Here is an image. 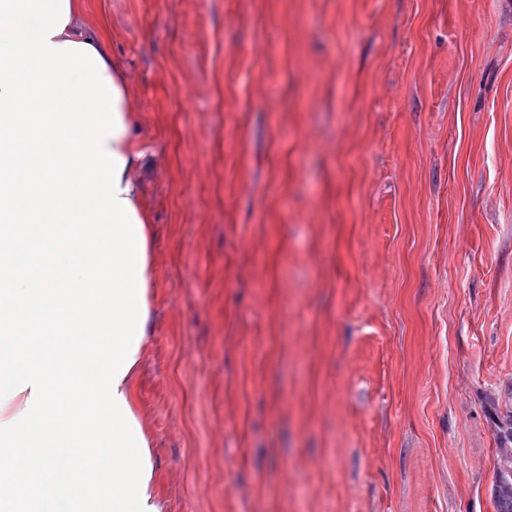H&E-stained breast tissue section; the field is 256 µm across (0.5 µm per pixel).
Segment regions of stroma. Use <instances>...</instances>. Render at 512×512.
I'll return each mask as SVG.
<instances>
[{
  "label": "stroma",
  "mask_w": 512,
  "mask_h": 512,
  "mask_svg": "<svg viewBox=\"0 0 512 512\" xmlns=\"http://www.w3.org/2000/svg\"><path fill=\"white\" fill-rule=\"evenodd\" d=\"M126 72L167 512H495L512 0H84Z\"/></svg>",
  "instance_id": "obj_1"
}]
</instances>
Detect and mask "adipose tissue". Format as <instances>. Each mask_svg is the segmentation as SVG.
Instances as JSON below:
<instances>
[{
  "label": "adipose tissue",
  "instance_id": "adipose-tissue-1",
  "mask_svg": "<svg viewBox=\"0 0 512 512\" xmlns=\"http://www.w3.org/2000/svg\"><path fill=\"white\" fill-rule=\"evenodd\" d=\"M146 154L83 0H0V512H165Z\"/></svg>",
  "mask_w": 512,
  "mask_h": 512
}]
</instances>
